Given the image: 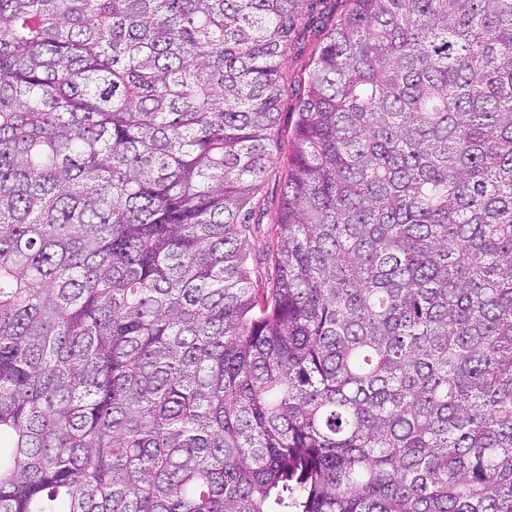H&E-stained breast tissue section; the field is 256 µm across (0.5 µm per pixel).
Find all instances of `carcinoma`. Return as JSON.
I'll list each match as a JSON object with an SVG mask.
<instances>
[{"mask_svg":"<svg viewBox=\"0 0 512 512\" xmlns=\"http://www.w3.org/2000/svg\"><path fill=\"white\" fill-rule=\"evenodd\" d=\"M0 0V512H512V0ZM315 47V41L308 40L305 43L293 44L281 60L280 72L285 84L293 86V81L300 76ZM298 97L288 89L278 103V120L271 131V161L259 184L254 203L256 208L253 222H259L260 229L249 238L251 255L252 282L255 288L272 281L274 277L272 256L276 250V241L270 231L278 210L281 187L288 171V157L291 153L292 132L298 112Z\"/></svg>","mask_w":512,"mask_h":512,"instance_id":"1","label":"carcinoma"}]
</instances>
